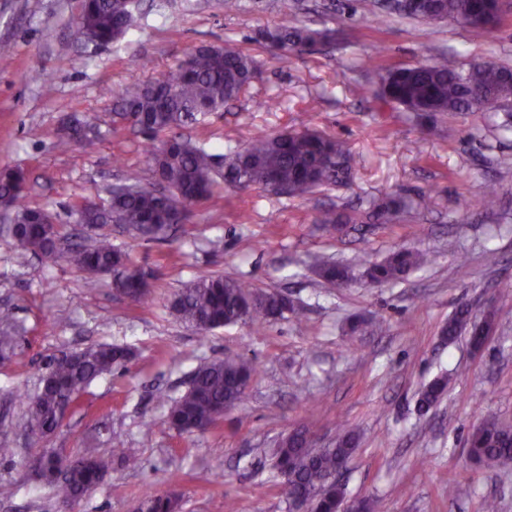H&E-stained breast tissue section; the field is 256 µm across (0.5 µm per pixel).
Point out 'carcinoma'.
I'll list each match as a JSON object with an SVG mask.
<instances>
[{
	"instance_id": "carcinoma-1",
	"label": "carcinoma",
	"mask_w": 512,
	"mask_h": 512,
	"mask_svg": "<svg viewBox=\"0 0 512 512\" xmlns=\"http://www.w3.org/2000/svg\"><path fill=\"white\" fill-rule=\"evenodd\" d=\"M442 9L450 21L471 25L485 14L497 21L503 13L499 0H443ZM81 28L93 40L108 44L119 40L133 26V0H83ZM283 59L292 53L310 52L335 36L332 30H314L293 23L259 32ZM260 77L258 62L239 50L226 46L203 45L185 54L176 71L143 85L132 93L118 96V115L137 125L145 134L167 137L151 143L147 158L162 189L141 184L136 173L126 176L123 191L110 193L107 206L97 208L76 203L79 223L88 228L104 224H122L135 236L160 240L174 224L181 223L177 205L182 199L202 201L215 193L214 158L211 153L183 138L177 130L206 112H220L224 105ZM381 97L426 116L447 112L484 110L497 98L512 94V68L491 63L468 67L443 58L414 66L382 68ZM351 158L342 142L326 137L316 129L283 131L252 137L245 147L234 152L224 165V185L247 189L258 186L279 194L304 195L328 184L343 181L349 175ZM21 173L0 172V198L10 200L12 216L6 232L13 244L24 252L59 256L68 265L84 273L89 281L112 272L115 287L134 304L149 300V280L134 265L128 254L112 246L107 235L94 244H76L61 252L59 244L65 234L50 221L47 210L32 207L16 192ZM404 202L386 197L370 213L375 221L388 223L404 209ZM318 223L335 233L348 223L342 215L329 209L321 213ZM431 261L419 251L400 249L384 261L371 264L366 276L374 283L403 280L414 268ZM317 274L327 284L342 287L355 280V266L318 261ZM293 309L288 296L277 292H257L238 279L222 275L198 278L181 289L172 302V310L182 321L201 332H210L239 322L264 324ZM470 335L473 346L481 344L491 331V323L471 318L461 308L448 319L442 336L452 341L462 331ZM16 341L14 321L8 312L0 313V362ZM133 352L117 344H96L55 357L43 378L42 387L28 406V426L47 436L59 427V414L72 403L77 404L90 385L116 368L126 366ZM254 372L250 361L242 358L214 360L199 365L188 390L174 400L164 424L178 432H191L216 421L226 408L234 407L248 388ZM448 385L445 377L429 383L421 392L423 409L436 405ZM486 427L473 429L466 445L471 461L477 464L512 463V427L494 418ZM359 434L341 431L336 441L325 448H309L305 432L295 431L269 449L274 469L288 475L287 499L311 502L315 512H336V503L347 497L344 486L326 483L327 474L341 460L355 453ZM41 477L55 487L58 503L79 498L94 490L106 471L104 461L93 448L75 456L43 453L39 459ZM178 497L155 493L139 503V512H179Z\"/></svg>"
}]
</instances>
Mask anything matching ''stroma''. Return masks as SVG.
Segmentation results:
<instances>
[{"instance_id": "stroma-1", "label": "stroma", "mask_w": 512, "mask_h": 512, "mask_svg": "<svg viewBox=\"0 0 512 512\" xmlns=\"http://www.w3.org/2000/svg\"><path fill=\"white\" fill-rule=\"evenodd\" d=\"M237 4L136 0L138 26L99 45L79 32L82 0H0V52L9 60L0 65V169L23 171L24 200L58 223L73 225L72 204L107 199L127 172L154 183L147 135L120 120L102 90L135 89L200 45L229 43L261 65L237 100L183 131L214 154L216 172L251 136L285 130L317 129L352 156L348 181L302 196L216 186L161 241L103 226L149 273L145 306L118 294L111 276L88 284L62 259L19 252L0 236V309H12L21 328L0 367V444L13 450L0 458V512H58L53 486L28 463L46 450L85 448L108 469L74 512H132L156 491L179 495L181 512H289L268 449L296 428L323 447L341 427L360 434L340 474L349 498L371 499L378 512H486L490 503L512 512V466L474 465L465 449L483 419L512 424V111L444 113L425 130L414 113L374 96L384 66L447 57L512 68V8L487 32L395 13L382 19L377 0ZM290 22L336 38L281 65L255 34ZM35 70L46 81H32ZM268 98L277 108H263ZM75 120L94 128L60 149V125ZM490 182L499 202L487 210L480 199ZM387 196L408 209L387 224L369 221L373 201ZM326 208L347 216L343 232L317 224ZM401 248L432 262L394 284L360 277L344 287L324 284L312 268L318 257L378 262ZM215 274L287 293L296 310L261 327L200 335L170 305L185 284ZM463 306L477 318L494 314L481 350L465 333L441 337ZM102 343L127 345L135 357L97 379L53 434H32L26 398L49 360ZM235 356L257 368L241 401L204 432L168 429L167 409L192 371ZM443 374L446 395L419 412L420 391ZM116 448L130 449L138 465L120 464Z\"/></svg>"}]
</instances>
